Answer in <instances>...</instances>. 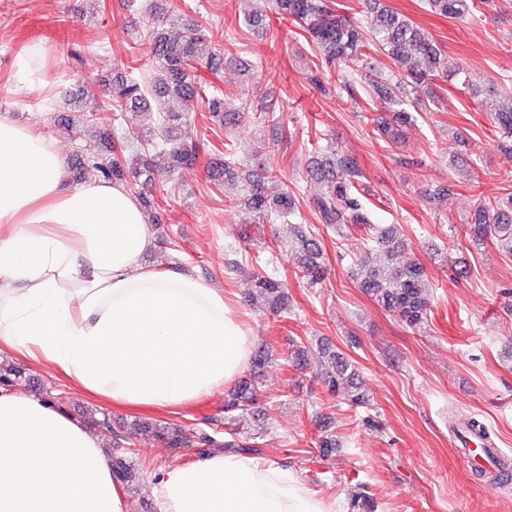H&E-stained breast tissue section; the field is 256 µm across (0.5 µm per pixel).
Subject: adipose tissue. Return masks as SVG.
<instances>
[{
    "label": "adipose tissue",
    "instance_id": "1",
    "mask_svg": "<svg viewBox=\"0 0 512 512\" xmlns=\"http://www.w3.org/2000/svg\"><path fill=\"white\" fill-rule=\"evenodd\" d=\"M147 219L123 185L68 181L38 131L0 117V355L54 366L87 396L185 407L234 381L250 329L191 271L149 267ZM160 512H334L280 465L215 452L154 475ZM0 512H126L101 440L0 390Z\"/></svg>",
    "mask_w": 512,
    "mask_h": 512
}]
</instances>
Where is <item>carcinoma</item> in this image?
I'll list each match as a JSON object with an SVG mask.
<instances>
[{"label":"carcinoma","mask_w":512,"mask_h":512,"mask_svg":"<svg viewBox=\"0 0 512 512\" xmlns=\"http://www.w3.org/2000/svg\"><path fill=\"white\" fill-rule=\"evenodd\" d=\"M479 0H426L430 11L448 19L462 21L476 9ZM270 11L280 20H290L307 33L319 54L330 63L342 66L363 50H373L386 56L389 63L405 73L392 79L385 71L371 66L354 78L341 74L339 89L352 99L362 96L366 101L377 98L365 116L372 134L388 145L398 144L407 129L414 126L422 112L443 109L440 95L428 90V85L448 77V61L442 46L425 29L398 12L381 8L375 11L367 25H359L329 6L328 0H269ZM153 41L154 63L152 73L144 77L130 74L112 77L108 101L88 107L79 94L68 91L64 96L69 109L57 121V129L71 140L79 138V125L92 121L108 126L112 119L129 109L137 110L140 123L125 129L120 139L105 140L103 147L77 148L73 166L79 177L102 178L123 185L151 187L155 182V153L169 159V171L188 167L196 161L197 143L188 140V119L183 112L163 108L162 101L171 96L181 99H199L209 119L229 131L238 126L243 113L230 107L229 95L207 85L199 74V64L214 63L221 54H232L238 38L257 35L273 37L268 15L254 8L238 21V29L215 38L199 25H184L173 29H146ZM500 106L492 113L494 123L509 137L505 148L512 154V85L501 87ZM253 122L261 127L277 130L281 127L278 103L258 101ZM277 141L265 143L253 156V164L262 171L251 170L239 175L229 153L215 157L208 164L210 183L224 197L239 202L253 215V223L266 224L273 220L295 221L301 218L296 192L274 169L273 158ZM307 180L317 185V192L306 199V206L320 224L336 230L342 237L355 232L366 241L365 250L355 258L356 280L360 288L374 296L378 304L392 313L406 327L421 328L431 305V286L423 266L406 262L389 266L371 261V251L378 249L393 256L402 246L396 231L381 228L374 223L372 210L366 203L361 187V172L357 161L349 155L326 149L316 152L306 169ZM465 236L479 245L496 243L512 256V193L487 197L479 204L473 220L468 222ZM291 254L299 275L308 287L316 288L323 281V249L319 239L303 226L297 227L294 237L284 245ZM232 273L242 277L246 295L265 298L271 311L288 304L286 285L276 271L249 272L237 260L228 262ZM295 366L320 368L328 391L336 392L344 383L354 384L356 373L337 354L320 348L312 351L303 346L294 352ZM255 378L243 380L234 396L226 404L230 412L247 414L254 399ZM152 430L156 439L166 448L193 446L204 452L212 447L230 448L235 452L260 456L264 449L256 436L239 437L227 433L223 442L206 432L189 433L174 424H143L134 422L112 432L115 448H131V439L140 431ZM112 472L122 484H132L136 473L126 459L112 457Z\"/></svg>","instance_id":"carcinoma-1"}]
</instances>
